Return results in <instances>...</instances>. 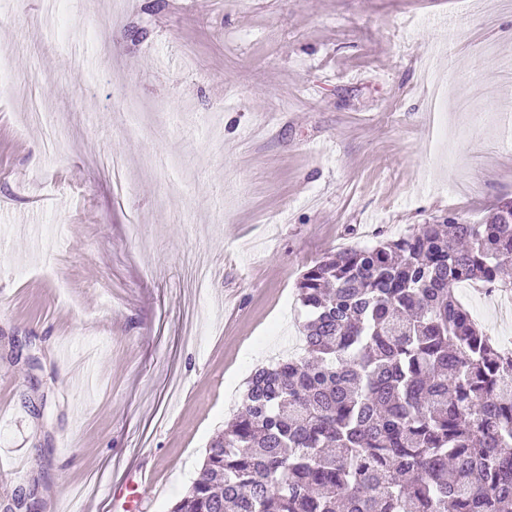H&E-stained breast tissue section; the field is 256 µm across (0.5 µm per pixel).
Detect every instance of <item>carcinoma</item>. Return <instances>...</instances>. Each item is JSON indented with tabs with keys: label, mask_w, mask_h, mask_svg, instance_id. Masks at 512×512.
Listing matches in <instances>:
<instances>
[{
	"label": "carcinoma",
	"mask_w": 512,
	"mask_h": 512,
	"mask_svg": "<svg viewBox=\"0 0 512 512\" xmlns=\"http://www.w3.org/2000/svg\"><path fill=\"white\" fill-rule=\"evenodd\" d=\"M511 215L310 267L303 356L252 372L169 512H512V352L456 294L502 282Z\"/></svg>",
	"instance_id": "carcinoma-1"
}]
</instances>
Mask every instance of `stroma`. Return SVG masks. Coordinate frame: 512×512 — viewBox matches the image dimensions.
<instances>
[{
	"mask_svg": "<svg viewBox=\"0 0 512 512\" xmlns=\"http://www.w3.org/2000/svg\"><path fill=\"white\" fill-rule=\"evenodd\" d=\"M2 51L0 512H111L170 456L168 512L251 372L301 355L309 267L512 198V12L0 0Z\"/></svg>",
	"mask_w": 512,
	"mask_h": 512,
	"instance_id": "obj_1",
	"label": "stroma"
}]
</instances>
